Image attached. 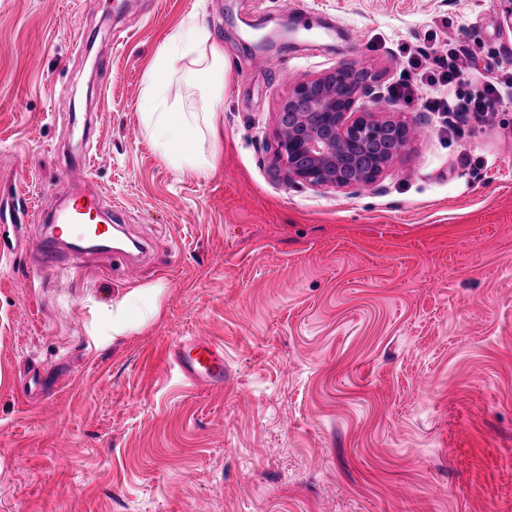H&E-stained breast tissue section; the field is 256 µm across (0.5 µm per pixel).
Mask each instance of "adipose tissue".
<instances>
[{
    "label": "adipose tissue",
    "mask_w": 512,
    "mask_h": 512,
    "mask_svg": "<svg viewBox=\"0 0 512 512\" xmlns=\"http://www.w3.org/2000/svg\"><path fill=\"white\" fill-rule=\"evenodd\" d=\"M195 62L206 77L207 96L188 106L173 97L169 85L176 61ZM229 67L223 49L210 33L193 23L173 29L146 74L141 122L151 135L164 162L178 172L204 173L215 168L223 149L218 136L216 108L224 90ZM164 288L156 284L137 289L109 306H92L96 335L123 336L138 320L158 310Z\"/></svg>",
    "instance_id": "ef3b65f1"
}]
</instances>
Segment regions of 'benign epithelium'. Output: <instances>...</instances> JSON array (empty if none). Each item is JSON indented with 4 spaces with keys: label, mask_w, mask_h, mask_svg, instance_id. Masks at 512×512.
Returning a JSON list of instances; mask_svg holds the SVG:
<instances>
[{
    "label": "benign epithelium",
    "mask_w": 512,
    "mask_h": 512,
    "mask_svg": "<svg viewBox=\"0 0 512 512\" xmlns=\"http://www.w3.org/2000/svg\"><path fill=\"white\" fill-rule=\"evenodd\" d=\"M356 71V64L344 62L333 72L297 83L283 100V111L305 99L313 111L320 113L315 127L297 112L290 113L291 126H280L273 164L285 170L288 180L316 188L356 189L375 183L390 164L379 158L360 170L347 150L356 139H373L387 129L397 128L395 121L357 112L358 99L371 93L368 84L358 85L348 97L338 96L339 84Z\"/></svg>",
    "instance_id": "benign-epithelium-1"
}]
</instances>
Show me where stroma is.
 I'll return each mask as SVG.
<instances>
[{
	"label": "stroma",
	"mask_w": 512,
	"mask_h": 512,
	"mask_svg": "<svg viewBox=\"0 0 512 512\" xmlns=\"http://www.w3.org/2000/svg\"><path fill=\"white\" fill-rule=\"evenodd\" d=\"M0 0V512H512V103L463 135L392 101L405 45L512 77L494 0ZM230 58L224 155L176 172L140 120L145 75L190 13ZM356 61L410 140L356 191L274 169L280 106ZM85 157L136 277L106 254L30 258ZM162 284L158 315L96 344L91 303ZM224 347L191 388L170 344Z\"/></svg>",
	"instance_id": "obj_1"
}]
</instances>
